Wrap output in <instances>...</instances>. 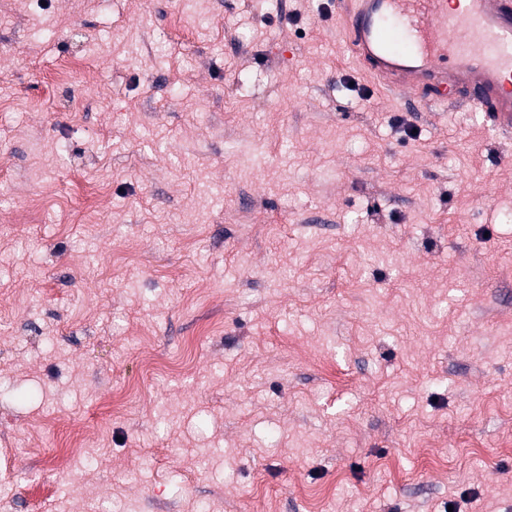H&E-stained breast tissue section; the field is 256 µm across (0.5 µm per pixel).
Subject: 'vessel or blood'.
<instances>
[{
    "instance_id": "1",
    "label": "vessel or blood",
    "mask_w": 512,
    "mask_h": 512,
    "mask_svg": "<svg viewBox=\"0 0 512 512\" xmlns=\"http://www.w3.org/2000/svg\"><path fill=\"white\" fill-rule=\"evenodd\" d=\"M337 23L364 71L401 100L422 92L512 134V0H345Z\"/></svg>"
}]
</instances>
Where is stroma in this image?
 I'll return each instance as SVG.
<instances>
[{
	"label": "stroma",
	"mask_w": 512,
	"mask_h": 512,
	"mask_svg": "<svg viewBox=\"0 0 512 512\" xmlns=\"http://www.w3.org/2000/svg\"><path fill=\"white\" fill-rule=\"evenodd\" d=\"M339 5L0 0L7 512H512V137Z\"/></svg>",
	"instance_id": "stroma-1"
}]
</instances>
